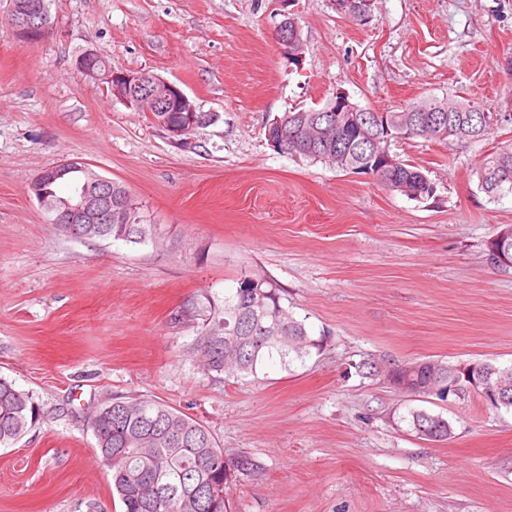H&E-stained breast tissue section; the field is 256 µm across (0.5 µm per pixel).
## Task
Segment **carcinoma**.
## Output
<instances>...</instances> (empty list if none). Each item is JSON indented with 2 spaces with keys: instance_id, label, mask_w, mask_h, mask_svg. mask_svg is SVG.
<instances>
[{
  "instance_id": "cac0c4a2",
  "label": "carcinoma",
  "mask_w": 512,
  "mask_h": 512,
  "mask_svg": "<svg viewBox=\"0 0 512 512\" xmlns=\"http://www.w3.org/2000/svg\"><path fill=\"white\" fill-rule=\"evenodd\" d=\"M331 102L321 108H308L300 113L306 123L336 121V113L328 111ZM417 113L418 137L437 119H445L457 131L454 139L472 142L488 134L489 121L479 120L480 106L456 96L431 98L400 110L378 113L379 121L367 126L372 139L383 146L386 128L402 121L408 112ZM371 139H349L310 144L305 131L297 139L288 140L286 153L312 162H322L348 173L361 165L369 153ZM482 190L491 196L512 193V145L504 146L481 160L477 168ZM376 183L400 193H417L430 198L433 183L416 167L400 161L397 171L377 176ZM150 224H109L88 226V240H123L141 244L153 239ZM208 313L202 336L193 350L199 355L202 369L227 378L258 377L267 365L275 362L288 368L304 361L312 352H321L327 336L310 334L305 320L298 319L281 302V296L270 282L261 279L260 287L230 288L224 291L223 306L211 299L193 303L180 312L181 320L191 321L196 313ZM281 323L277 336L262 335L258 328L269 318ZM416 365L403 371L414 389L408 395L423 397L424 388L433 380L435 361L416 358L404 362ZM489 384L504 385L512 393V365L502 367L484 363ZM40 418V408L28 394L14 383L0 377V446H8L22 438ZM440 414L411 410L405 420L410 428L426 422L448 434V423H439ZM101 457L112 468V492L123 505L124 512H231L224 484V467L235 469L237 481L253 480L262 473L261 465L247 452L227 453L220 448L209 430L183 412L152 399L115 397L100 406L89 419Z\"/></svg>"
}]
</instances>
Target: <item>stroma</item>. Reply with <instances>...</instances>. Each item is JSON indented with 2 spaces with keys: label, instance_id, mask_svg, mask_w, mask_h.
Returning a JSON list of instances; mask_svg holds the SVG:
<instances>
[{
  "label": "stroma",
  "instance_id": "35a3bbf8",
  "mask_svg": "<svg viewBox=\"0 0 512 512\" xmlns=\"http://www.w3.org/2000/svg\"><path fill=\"white\" fill-rule=\"evenodd\" d=\"M278 0H49L48 37L21 44L0 0V376L41 409L0 447V512H123L89 415L112 397L165 402L225 451L262 466L231 487L235 512H512V411L477 395L408 397L360 361L512 364V269L487 243L512 225L480 160L512 145V0H293L301 55L276 39ZM113 69L176 83L216 123L191 147L81 74ZM378 112L458 95L502 115L481 141H391L433 197L274 149L265 125L336 90ZM80 158L123 184L155 241L60 232L30 190ZM247 275L328 345L259 380L205 373L193 300L223 301ZM442 414L432 442L398 417Z\"/></svg>",
  "mask_w": 512,
  "mask_h": 512
}]
</instances>
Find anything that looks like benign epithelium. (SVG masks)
I'll use <instances>...</instances> for the list:
<instances>
[{
	"instance_id": "7a95c632",
	"label": "benign epithelium",
	"mask_w": 512,
	"mask_h": 512,
	"mask_svg": "<svg viewBox=\"0 0 512 512\" xmlns=\"http://www.w3.org/2000/svg\"><path fill=\"white\" fill-rule=\"evenodd\" d=\"M336 9L352 18L367 13L371 0H334ZM282 19L277 26V36L285 52L301 42L299 28L292 13L280 11ZM10 16L14 22L16 36L22 44H33L44 40L50 30L46 21L44 0H12ZM101 57L92 50H86L76 59V68L83 75L107 84L111 93L126 106L136 110L142 109L140 100L134 91L145 92L159 87L164 97L155 94L150 97L155 101V111L160 116H151L153 122L167 133L171 141L181 147L189 145L188 136L205 122L206 116L199 112V107L175 83L169 82L148 72L115 71L108 66L99 65ZM375 162L376 173H386L399 165L397 158L389 147H378L370 154ZM79 170L82 179L74 187L70 199L59 205L48 194H36L41 207L55 214L53 223L64 227L74 237H84L88 224H133L138 222L136 211L128 208L124 199L112 195V180L101 176L90 164L81 159H69L44 170L37 180H54L62 174ZM448 383L441 387L427 388L426 392L444 400L459 396L464 392H478L483 401L492 406L508 400L505 388L488 384L483 367L475 363H459L451 368L442 367Z\"/></svg>"
}]
</instances>
